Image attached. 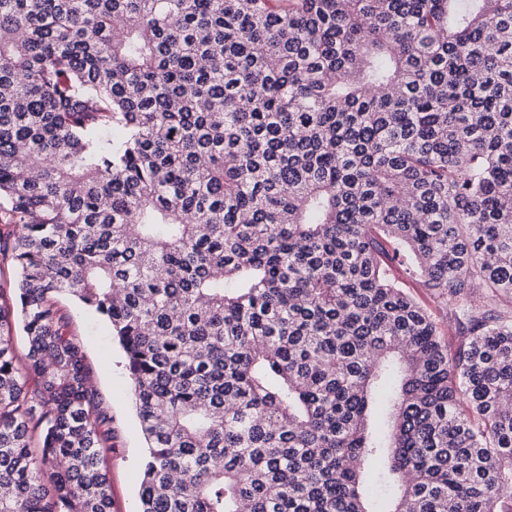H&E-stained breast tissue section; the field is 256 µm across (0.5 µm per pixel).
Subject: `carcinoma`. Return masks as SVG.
I'll use <instances>...</instances> for the list:
<instances>
[{"instance_id":"cac0c4a2","label":"carcinoma","mask_w":512,"mask_h":512,"mask_svg":"<svg viewBox=\"0 0 512 512\" xmlns=\"http://www.w3.org/2000/svg\"><path fill=\"white\" fill-rule=\"evenodd\" d=\"M0 218V512H112L62 295L138 512H512V0H0ZM396 275L399 277L402 288L427 308L429 313H431L436 320L441 332V338L448 346V352H455L462 338L454 327H448V317L446 316L444 303L433 296L429 288L424 287L421 279L416 273H413L412 270H410V272L409 270H407V272L399 270L396 272ZM78 335L98 399L112 414L116 452L107 460L112 485V512H137L138 487L146 444L131 402V382L124 355L109 326L70 299H63Z\"/></svg>"}]
</instances>
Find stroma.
<instances>
[{
	"mask_svg": "<svg viewBox=\"0 0 512 512\" xmlns=\"http://www.w3.org/2000/svg\"><path fill=\"white\" fill-rule=\"evenodd\" d=\"M402 288L421 303L436 320L449 351H456L461 338L448 325L443 302L425 288L416 273L398 274ZM64 306L78 335L91 377L96 381L99 400L112 414L115 450L107 466L112 485V512H137L138 487L146 444L131 402V382L124 367V355L109 326L72 300Z\"/></svg>",
	"mask_w": 512,
	"mask_h": 512,
	"instance_id": "stroma-1",
	"label": "stroma"
}]
</instances>
